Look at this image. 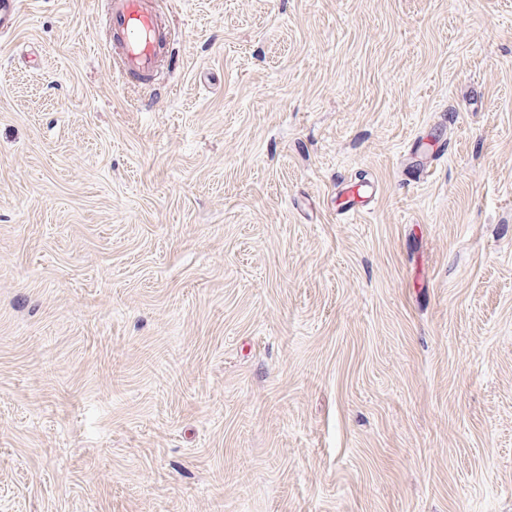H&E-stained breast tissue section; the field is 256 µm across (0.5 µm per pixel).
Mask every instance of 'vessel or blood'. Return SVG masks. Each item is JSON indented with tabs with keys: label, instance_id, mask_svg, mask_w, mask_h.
Segmentation results:
<instances>
[{
	"label": "vessel or blood",
	"instance_id": "1",
	"mask_svg": "<svg viewBox=\"0 0 512 512\" xmlns=\"http://www.w3.org/2000/svg\"><path fill=\"white\" fill-rule=\"evenodd\" d=\"M110 23L120 40L119 76L127 79L151 72L159 50L168 47L170 34L148 0H113Z\"/></svg>",
	"mask_w": 512,
	"mask_h": 512
}]
</instances>
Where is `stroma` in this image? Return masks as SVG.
Returning a JSON list of instances; mask_svg holds the SVG:
<instances>
[{"mask_svg":"<svg viewBox=\"0 0 512 512\" xmlns=\"http://www.w3.org/2000/svg\"><path fill=\"white\" fill-rule=\"evenodd\" d=\"M151 7L0 36V512H512V0ZM148 0H114L110 23L113 37L120 40L118 75L124 79L143 76L156 65L161 47L169 45V30L147 2Z\"/></svg>","mask_w":512,"mask_h":512,"instance_id":"35a3bbf8","label":"stroma"}]
</instances>
